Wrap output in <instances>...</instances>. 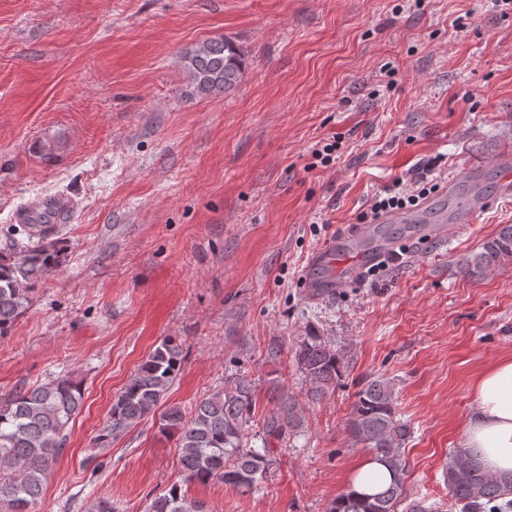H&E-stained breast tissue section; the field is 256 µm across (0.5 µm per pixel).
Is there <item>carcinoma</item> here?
<instances>
[{"instance_id": "cac0c4a2", "label": "carcinoma", "mask_w": 512, "mask_h": 512, "mask_svg": "<svg viewBox=\"0 0 512 512\" xmlns=\"http://www.w3.org/2000/svg\"><path fill=\"white\" fill-rule=\"evenodd\" d=\"M190 78L188 96L225 93L243 78L245 63L239 47L226 37L206 40L182 56ZM21 237L0 252V338L10 334L29 308L37 285L56 272L68 244L47 213L34 224L20 225ZM512 263V224L503 225L482 250L466 263L468 273L484 274ZM183 343L168 337L138 367L113 397L109 419L94 439L91 463L110 450L112 437L133 423L155 414L167 390L179 375ZM295 362L313 400L336 390L346 372L345 353L327 338L310 330L299 341ZM82 383L64 374L44 383L19 388L0 396V512H37L44 485L62 455L69 425L81 409ZM391 382L380 376L367 379L355 394L348 418L352 440L384 460L394 472L381 492L361 496L348 491L334 499L327 512H429L431 507L408 498L407 463L402 445L411 431L397 411ZM255 413L251 379L238 374L199 400L191 413L172 406L161 414L160 431L176 437L180 463L187 476L198 482L218 480L242 492L253 490L269 473L270 439L288 435L294 422V405L281 401L262 424V447L248 442L247 431ZM448 493L462 512H507L512 508V475L493 476L478 457L458 449L445 470ZM148 512H207L173 485L155 496Z\"/></svg>"}]
</instances>
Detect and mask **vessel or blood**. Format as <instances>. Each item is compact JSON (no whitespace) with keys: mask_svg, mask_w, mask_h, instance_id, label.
I'll return each mask as SVG.
<instances>
[{"mask_svg":"<svg viewBox=\"0 0 512 512\" xmlns=\"http://www.w3.org/2000/svg\"><path fill=\"white\" fill-rule=\"evenodd\" d=\"M430 202H423L410 210L395 211L382 216L385 224L411 225L414 235L445 240L448 226L442 218L430 217ZM395 242L367 230L355 233L341 232L310 258L305 270L304 284L310 297L323 296L334 288L351 281L361 269L392 255Z\"/></svg>","mask_w":512,"mask_h":512,"instance_id":"obj_1","label":"vessel or blood"}]
</instances>
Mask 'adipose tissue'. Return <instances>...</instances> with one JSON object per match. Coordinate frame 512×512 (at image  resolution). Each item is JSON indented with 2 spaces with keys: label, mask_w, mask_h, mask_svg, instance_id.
Here are the masks:
<instances>
[{
  "label": "adipose tissue",
  "mask_w": 512,
  "mask_h": 512,
  "mask_svg": "<svg viewBox=\"0 0 512 512\" xmlns=\"http://www.w3.org/2000/svg\"><path fill=\"white\" fill-rule=\"evenodd\" d=\"M462 445L478 452L489 473L512 475V359L498 361L477 380Z\"/></svg>",
  "instance_id": "adipose-tissue-1"
}]
</instances>
